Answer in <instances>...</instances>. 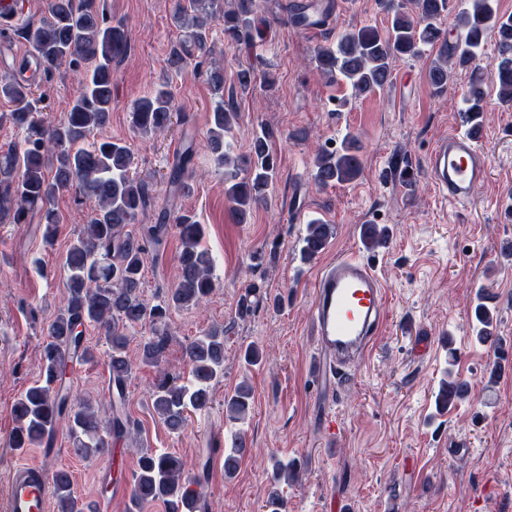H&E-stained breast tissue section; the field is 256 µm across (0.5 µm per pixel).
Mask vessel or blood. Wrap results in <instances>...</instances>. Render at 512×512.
<instances>
[{"instance_id": "vessel-or-blood-1", "label": "vessel or blood", "mask_w": 512, "mask_h": 512, "mask_svg": "<svg viewBox=\"0 0 512 512\" xmlns=\"http://www.w3.org/2000/svg\"><path fill=\"white\" fill-rule=\"evenodd\" d=\"M427 167L436 187L449 202L470 203L488 179V163L481 139L474 133H452L430 151ZM312 313L318 373L341 384L343 362L367 357L384 324L386 290L370 259L352 253L326 266L316 279ZM0 512H49L48 484L41 471L30 465L12 472L8 490L0 499Z\"/></svg>"}]
</instances>
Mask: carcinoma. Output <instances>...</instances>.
<instances>
[{
	"instance_id": "1",
	"label": "carcinoma",
	"mask_w": 512,
	"mask_h": 512,
	"mask_svg": "<svg viewBox=\"0 0 512 512\" xmlns=\"http://www.w3.org/2000/svg\"><path fill=\"white\" fill-rule=\"evenodd\" d=\"M392 13L384 29L361 26L341 34L336 48H321L315 55L320 70L335 76L356 96L383 87L390 77L396 57L417 56L420 46L437 47L429 67L433 89L442 92L451 72L448 61L462 68L472 66L486 36L498 38V98L512 104V16L497 13L495 0H469L457 15V25L465 31L464 40L448 48V39L437 26L448 13V0H409V5L384 0ZM258 0H234L229 9L221 0H177L173 20L185 29L184 38L171 47L168 65L172 72L182 70L187 60L207 58L214 52L209 43L207 22H224V39L249 43L261 34L256 26ZM23 38L40 58L43 71L50 73L66 63L82 72L79 90L69 112L49 124L41 116L33 85L18 81L0 82V97L14 106L13 124L22 131L19 144L0 151V223L24 224L37 212L45 224L47 239L55 237L59 215L55 202L71 191L95 202L87 224L72 239L62 258L66 279L64 304L46 328L49 341L41 352V372L35 385L27 388L12 405L16 422L11 446L52 448L61 426L66 427L77 454L83 457L104 452L112 440L132 439L131 420L124 412L127 386L133 360L127 354V328L149 324L150 333L139 343L140 362L160 364L169 343L167 319L171 308L195 307L206 301L216 288L214 260L203 246V227L189 213L173 216V224H143L131 229L139 214L152 203L149 183L131 173L134 155L121 140L93 141L94 132L105 127L112 109L115 72L112 61L127 48L123 26L107 22L94 8L93 0H49L48 15L22 32ZM208 83L216 97L211 113L209 147L216 161L224 166V196L234 219L244 224L253 208L266 203L277 166L270 150V133L261 129L252 139L249 153L233 156L224 144L237 118L233 104L224 101V69L214 67ZM256 84L252 70L242 68L233 77V86L246 92ZM485 92L479 72L474 70L464 97L466 119L479 127ZM174 105L168 84L160 83L138 98L130 112L134 133L146 137L169 129ZM193 146L183 148L168 173V183L177 193L191 191L189 167ZM315 180L321 186L351 182L362 169L358 146L346 139L339 151L322 150L314 159ZM174 230L180 242L177 256L179 277L168 301L155 306L142 298V282L148 248L158 245ZM332 226L312 221L301 238V260L316 258L327 246ZM387 231L374 224L363 229L367 248L387 244ZM473 329L478 342L494 345L498 336L493 310L481 301L473 309ZM96 326L110 344V412L99 415L86 397L73 394L68 376L75 358L89 360L86 328ZM188 374H159L153 385L154 411L173 432L188 425L190 414L201 412L213 401L216 386L224 378V329H205L184 346ZM442 379L436 396L437 411L443 412L460 399L463 385ZM253 393L243 382L224 397L225 416L233 422L245 419L251 409ZM247 451L244 434L232 439L224 457V475L231 477ZM209 476V460L198 461L188 470L181 457L173 453H144L139 457L131 492V510L141 512L144 505L160 502L165 512H201L202 505L189 494L192 485L203 486ZM294 463L276 460L272 466L271 488L264 512H287V502L279 490L283 481L296 480ZM52 496L56 512H85L75 495L70 472L52 473Z\"/></svg>"
}]
</instances>
